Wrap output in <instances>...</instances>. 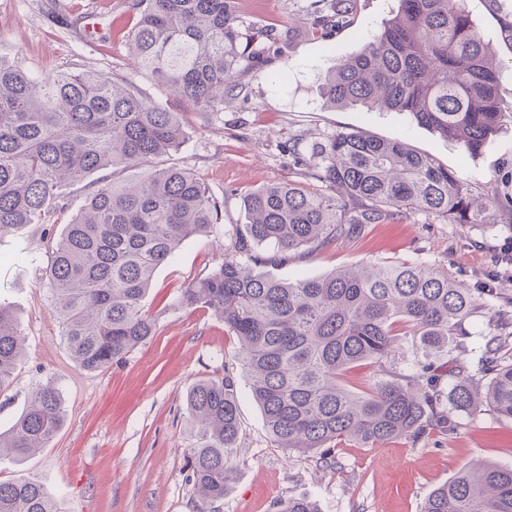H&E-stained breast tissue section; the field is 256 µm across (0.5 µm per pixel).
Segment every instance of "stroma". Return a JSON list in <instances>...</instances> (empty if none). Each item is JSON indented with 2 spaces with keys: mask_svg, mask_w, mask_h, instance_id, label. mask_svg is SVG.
<instances>
[{
  "mask_svg": "<svg viewBox=\"0 0 512 512\" xmlns=\"http://www.w3.org/2000/svg\"><path fill=\"white\" fill-rule=\"evenodd\" d=\"M311 0H237L245 24L276 29L281 39L265 62L241 63L238 87L220 112H205L157 84L133 63L128 41L138 15L127 0H0V57L21 61L33 74L98 71L146 93L159 107L178 113L188 136L173 165L195 173L224 200V219L212 238L185 239L175 257L155 273L145 299L156 318L155 336L104 370L89 372L72 360L50 301L45 272L55 243L86 198L111 181V170L63 187L68 214L52 224H29L0 235V301L16 314L25 336V357L0 393V430L24 411L35 387L54 381L65 421L46 448L25 460L0 461V475L29 476L56 500L60 512H196L185 482L184 458L195 439L186 394L203 379H219L237 366L240 343L205 309L175 306L191 281L221 264L217 240L244 223L242 194L295 181L316 189L312 167L294 162L281 145L299 149L339 131L401 139L454 171L489 197L512 195V123L478 156L417 125L406 113L360 106L328 107L319 92L324 75L357 53L389 18L394 0H357L349 20L313 34ZM484 40L500 66L505 105H512V0H468ZM512 226L451 224L420 213L370 225L364 235L336 248L263 265L279 277H319L368 262H427L471 288H494L502 300L471 322V355L482 337L497 333L499 316L512 315V264L504 253ZM241 425L235 473L211 512H273L276 501L307 497L319 512H421L437 487L465 466L512 465V419L488 406L458 414L457 428L422 438H401L370 447L353 442L334 449L330 466L284 453L269 438L261 410L245 378L237 380Z\"/></svg>",
  "mask_w": 512,
  "mask_h": 512,
  "instance_id": "35a3bbf8",
  "label": "stroma"
}]
</instances>
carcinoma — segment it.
<instances>
[{
  "mask_svg": "<svg viewBox=\"0 0 512 512\" xmlns=\"http://www.w3.org/2000/svg\"><path fill=\"white\" fill-rule=\"evenodd\" d=\"M356 0H314L312 29L336 28ZM380 31L328 71L326 105H360L408 113L418 124L481 154L506 118L499 70L467 0H397ZM139 22L130 39L138 68L205 112L224 111L238 62H257L279 35L247 27L234 0H130ZM186 131L175 112L139 91L91 71L36 78L0 58V232L52 224L67 209L59 193L104 169L137 174L106 182L90 195L56 244L46 270L52 303L72 359L97 371L122 360L156 334L144 299L156 269L190 236L221 223L224 203L193 172L175 165L141 171L177 152ZM327 191L295 182L244 196L246 223L224 246V260L181 289L175 304L205 308L240 341V365L276 447L332 463L335 445L363 446L428 429L452 432L453 413L486 405L512 419V331L483 337L475 378L463 362L471 319L491 288H468L438 267L379 263L295 281L256 271L363 235L410 212L450 224L512 223V197L472 192L457 173L400 139L337 132L316 140L308 157ZM264 247L268 257L258 253ZM411 346L415 370L387 367ZM25 338L10 306L0 303V392L24 358ZM454 354L451 409L438 386ZM368 361L376 373L362 390L344 375ZM195 445L186 454V484L198 512L224 499L239 448L236 383L202 380L187 394ZM59 389L50 381L0 432V459L44 448L63 425ZM0 512H59L34 479H0ZM276 512H317L313 500L290 497ZM422 512H512V466L465 468L434 490Z\"/></svg>",
  "mask_w": 512,
  "mask_h": 512,
  "instance_id": "obj_1",
  "label": "carcinoma"
}]
</instances>
